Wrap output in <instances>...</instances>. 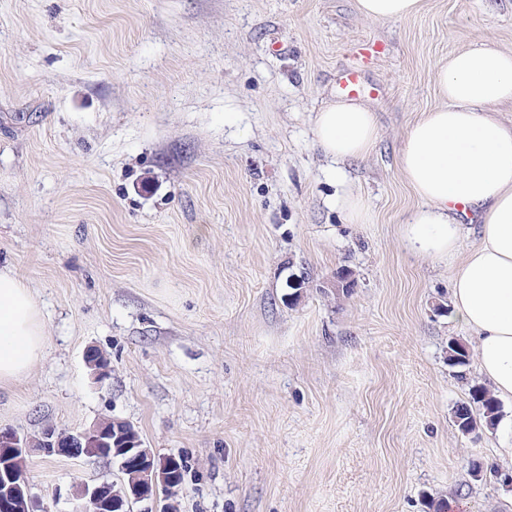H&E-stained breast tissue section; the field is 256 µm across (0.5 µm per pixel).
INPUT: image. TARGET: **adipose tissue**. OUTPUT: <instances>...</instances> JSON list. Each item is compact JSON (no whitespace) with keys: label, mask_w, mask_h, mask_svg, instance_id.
<instances>
[{"label":"adipose tissue","mask_w":512,"mask_h":512,"mask_svg":"<svg viewBox=\"0 0 512 512\" xmlns=\"http://www.w3.org/2000/svg\"><path fill=\"white\" fill-rule=\"evenodd\" d=\"M442 104L411 125L400 172L420 200L403 222L411 253L458 258L453 311L474 337L478 373L512 399V52L478 43L438 67ZM317 146L332 160L359 159L378 139L375 116L359 102L328 101L315 113ZM460 209L477 213L479 242L462 250ZM46 326L33 291L0 267V387L17 382L43 357Z\"/></svg>","instance_id":"1"}]
</instances>
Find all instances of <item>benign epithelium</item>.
<instances>
[{"label": "benign epithelium", "mask_w": 512, "mask_h": 512, "mask_svg": "<svg viewBox=\"0 0 512 512\" xmlns=\"http://www.w3.org/2000/svg\"><path fill=\"white\" fill-rule=\"evenodd\" d=\"M84 360L94 383L101 385L110 379L112 365L105 354L89 347ZM114 423L116 420L108 419L82 431L69 432L48 425L33 440L0 429V512H47L19 469L32 453L115 463L127 477L120 492L112 490V484L106 481L83 484L78 495L82 506L76 512H132V504L174 491L172 472L178 459L156 454L129 433H114Z\"/></svg>", "instance_id": "1"}]
</instances>
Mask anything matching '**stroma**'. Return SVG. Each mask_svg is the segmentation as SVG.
I'll return each instance as SVG.
<instances>
[{
    "mask_svg": "<svg viewBox=\"0 0 512 512\" xmlns=\"http://www.w3.org/2000/svg\"><path fill=\"white\" fill-rule=\"evenodd\" d=\"M480 41L512 50V0H423L398 21L357 0H0V267L48 335L0 389V429L125 420L182 460L174 512H429L457 492L464 512H512V400L459 431L481 378L448 364L471 340L454 266L400 238L419 204L406 133L440 103L438 63ZM367 42L384 52L364 63ZM351 69L379 136L338 166L313 118ZM90 346L112 361L101 387ZM25 476L48 512L122 480L37 455Z\"/></svg>",
    "mask_w": 512,
    "mask_h": 512,
    "instance_id": "1",
    "label": "stroma"
}]
</instances>
